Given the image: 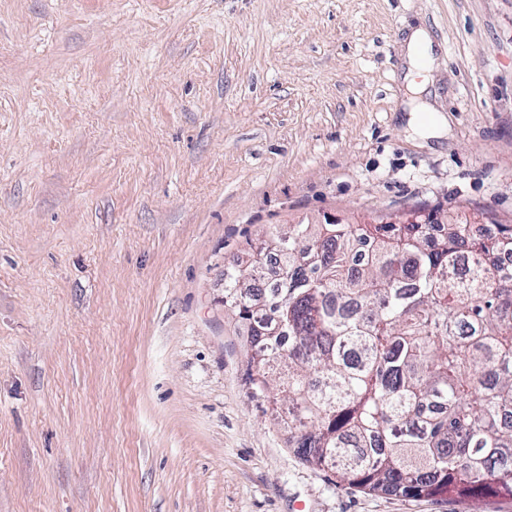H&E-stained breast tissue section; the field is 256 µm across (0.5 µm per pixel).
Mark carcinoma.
Instances as JSON below:
<instances>
[{"mask_svg":"<svg viewBox=\"0 0 512 512\" xmlns=\"http://www.w3.org/2000/svg\"><path fill=\"white\" fill-rule=\"evenodd\" d=\"M292 224L262 292L224 268L251 336L245 384L288 447L368 493L512 497V224ZM370 249L361 263L353 253Z\"/></svg>","mask_w":512,"mask_h":512,"instance_id":"cac0c4a2","label":"carcinoma"}]
</instances>
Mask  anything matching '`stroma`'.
Returning a JSON list of instances; mask_svg holds the SVG:
<instances>
[{
  "mask_svg": "<svg viewBox=\"0 0 512 512\" xmlns=\"http://www.w3.org/2000/svg\"><path fill=\"white\" fill-rule=\"evenodd\" d=\"M414 211L512 224V0H0V512H512L338 485L244 383L248 241ZM405 43L407 68L403 81L413 94L422 95L428 86L426 72L432 56V42L425 30L417 29L409 35Z\"/></svg>",
  "mask_w": 512,
  "mask_h": 512,
  "instance_id": "1",
  "label": "stroma"
}]
</instances>
